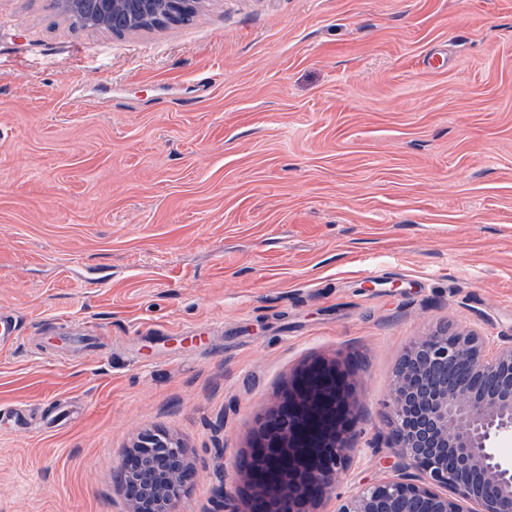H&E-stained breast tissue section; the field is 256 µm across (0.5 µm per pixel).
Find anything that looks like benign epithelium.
<instances>
[{
	"mask_svg": "<svg viewBox=\"0 0 512 512\" xmlns=\"http://www.w3.org/2000/svg\"><path fill=\"white\" fill-rule=\"evenodd\" d=\"M195 0H59L62 14L88 13L124 32L177 21ZM347 373L336 361L303 367L271 410L246 462L250 512H315L354 447ZM389 449L395 475L341 501L336 512H512V459L495 443L512 438V339L492 350L476 333L430 332L402 357L393 380ZM120 472L134 491L125 512H176L191 480L180 443L141 432Z\"/></svg>",
	"mask_w": 512,
	"mask_h": 512,
	"instance_id": "1",
	"label": "benign epithelium"
}]
</instances>
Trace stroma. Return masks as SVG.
Returning a JSON list of instances; mask_svg holds the SVG:
<instances>
[{"instance_id": "35a3bbf8", "label": "stroma", "mask_w": 512, "mask_h": 512, "mask_svg": "<svg viewBox=\"0 0 512 512\" xmlns=\"http://www.w3.org/2000/svg\"><path fill=\"white\" fill-rule=\"evenodd\" d=\"M1 309L0 512H123L146 429L187 455L177 512H248L263 421L334 359L333 512L391 473L414 341L512 336V0H201L121 36L0 0Z\"/></svg>"}]
</instances>
